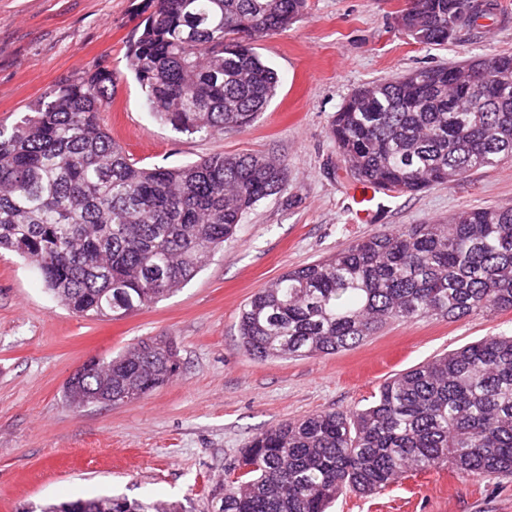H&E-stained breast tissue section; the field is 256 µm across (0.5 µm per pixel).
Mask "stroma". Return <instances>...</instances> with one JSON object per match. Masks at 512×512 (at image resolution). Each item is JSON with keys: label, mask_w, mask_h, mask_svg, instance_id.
<instances>
[{"label": "stroma", "mask_w": 512, "mask_h": 512, "mask_svg": "<svg viewBox=\"0 0 512 512\" xmlns=\"http://www.w3.org/2000/svg\"><path fill=\"white\" fill-rule=\"evenodd\" d=\"M498 2L507 22L463 26L448 45L428 47L399 28L404 0H308L300 21L256 43L281 78L266 110L244 129L187 135L151 114L127 70L126 42L142 0H0L1 123L103 62L118 76L105 125L141 164L261 152L288 167L282 191L248 210L187 285L118 319L69 312L32 265L0 254V512H43L103 495L218 512L227 467L255 434L283 420L363 407L398 373L512 334V311L431 317L390 324L335 355L257 361L238 333L252 294L357 238L476 207L512 208L509 161L449 186L384 196L378 220L356 223V183L343 179L330 136L336 112L361 86L512 53V0ZM149 336L173 338L177 377L119 405L65 404L76 368ZM329 512H512V478L477 481L444 467L405 476L376 496L340 495Z\"/></svg>", "instance_id": "stroma-1"}]
</instances>
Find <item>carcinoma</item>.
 Instances as JSON below:
<instances>
[{
  "label": "carcinoma",
  "instance_id": "1",
  "mask_svg": "<svg viewBox=\"0 0 512 512\" xmlns=\"http://www.w3.org/2000/svg\"><path fill=\"white\" fill-rule=\"evenodd\" d=\"M308 0H144L127 69L150 112L188 134L246 128L280 83L254 43L288 29ZM498 0H419L399 26L444 46L450 22L480 26ZM482 75L490 89L479 90ZM115 77L102 64L0 124V249L33 264L83 317L125 316L185 286L243 215L282 190L287 165L214 153L142 166L112 139ZM345 177L395 194L452 184L512 160V53L419 68L361 88L330 127ZM512 310V209L402 224L284 272L244 304L242 346L258 361L333 355L387 324ZM64 387L80 408L146 396L180 369L167 337L92 358ZM512 477V335H491L386 380L362 408L281 421L230 467L220 512H327L341 494H378L409 473ZM177 512L162 501L78 498L48 512Z\"/></svg>",
  "mask_w": 512,
  "mask_h": 512
}]
</instances>
